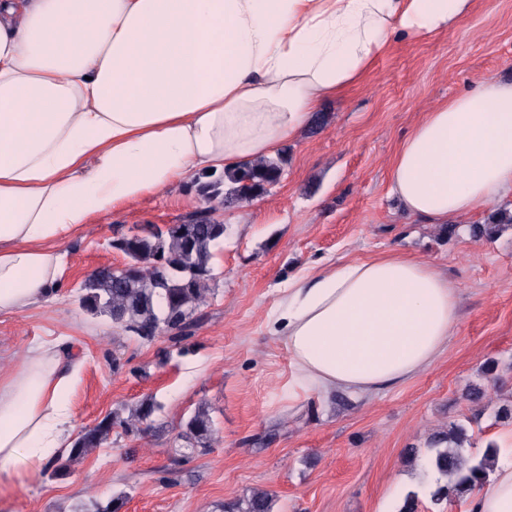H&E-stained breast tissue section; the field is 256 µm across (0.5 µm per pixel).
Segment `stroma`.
<instances>
[{
	"mask_svg": "<svg viewBox=\"0 0 512 512\" xmlns=\"http://www.w3.org/2000/svg\"><path fill=\"white\" fill-rule=\"evenodd\" d=\"M512 81V0H472L468 17L445 34L394 40L365 80L320 111L281 151L280 182L254 204L207 201L194 178L96 223L61 247L65 266L57 301L0 315V362L25 346L62 338L82 363L71 395L82 431L122 404L152 397L161 409L139 436L112 435L103 447L67 463L61 476L0 483L9 512H223L254 491L273 494L274 512H399L416 494L417 512H468L467 498L440 508L435 475L422 461L436 431L466 424L470 454L512 429L498 420L512 392V226L476 240L470 216L456 236L408 216L389 193L392 158L424 112L481 79ZM223 222L217 280L181 331L144 341L109 317L82 308L76 285L94 269L124 262L113 238L147 224ZM399 250L435 264L456 287L461 314L447 351L428 370L375 397L291 394L290 355L267 315L290 281L321 264ZM498 364L489 387L486 361ZM486 388L480 406L465 400ZM214 422L212 446L173 464L180 427L199 405ZM420 457L408 460L407 446Z\"/></svg>",
	"mask_w": 512,
	"mask_h": 512,
	"instance_id": "35a3bbf8",
	"label": "stroma"
}]
</instances>
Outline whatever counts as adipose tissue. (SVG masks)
Returning <instances> with one entry per match:
<instances>
[{
    "instance_id": "obj_1",
    "label": "adipose tissue",
    "mask_w": 512,
    "mask_h": 512,
    "mask_svg": "<svg viewBox=\"0 0 512 512\" xmlns=\"http://www.w3.org/2000/svg\"><path fill=\"white\" fill-rule=\"evenodd\" d=\"M471 0H0V314L56 301L59 247L195 172L275 155L392 40L454 29ZM410 216L451 224L512 194V82L416 123L390 169ZM434 264L388 251L289 282L273 335L305 394L373 396L431 367L458 320ZM80 364L55 340L0 366V480L68 447ZM512 512V460L469 495Z\"/></svg>"
}]
</instances>
